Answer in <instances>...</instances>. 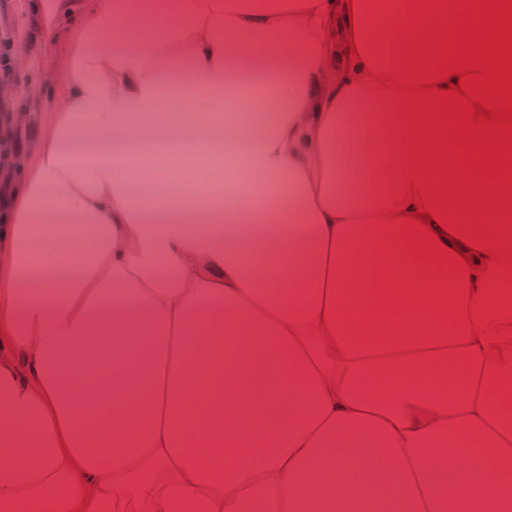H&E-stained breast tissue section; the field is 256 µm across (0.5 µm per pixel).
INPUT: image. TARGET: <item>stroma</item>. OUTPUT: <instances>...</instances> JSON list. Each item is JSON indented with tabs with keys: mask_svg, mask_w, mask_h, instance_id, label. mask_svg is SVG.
Masks as SVG:
<instances>
[{
	"mask_svg": "<svg viewBox=\"0 0 512 512\" xmlns=\"http://www.w3.org/2000/svg\"><path fill=\"white\" fill-rule=\"evenodd\" d=\"M87 9L86 0H69L60 12L40 6L38 0H0V38L25 51L21 64L12 68L13 79L0 82V97L26 113L37 128H44L62 95L50 77L70 53V33Z\"/></svg>",
	"mask_w": 512,
	"mask_h": 512,
	"instance_id": "1",
	"label": "stroma"
}]
</instances>
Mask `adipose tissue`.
<instances>
[{"label":"adipose tissue","mask_w":512,"mask_h":512,"mask_svg":"<svg viewBox=\"0 0 512 512\" xmlns=\"http://www.w3.org/2000/svg\"><path fill=\"white\" fill-rule=\"evenodd\" d=\"M388 14L93 0L0 217V512H512L505 272L388 273L449 145L389 118Z\"/></svg>","instance_id":"adipose-tissue-1"}]
</instances>
